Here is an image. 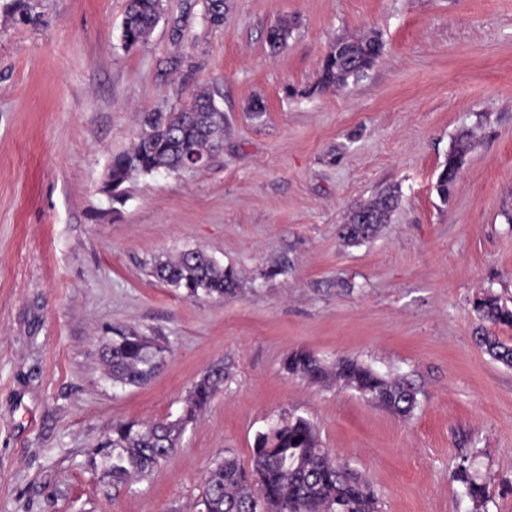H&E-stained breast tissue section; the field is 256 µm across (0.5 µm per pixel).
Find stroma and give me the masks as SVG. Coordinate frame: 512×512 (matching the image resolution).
I'll list each match as a JSON object with an SVG mask.
<instances>
[{"label": "stroma", "instance_id": "1", "mask_svg": "<svg viewBox=\"0 0 512 512\" xmlns=\"http://www.w3.org/2000/svg\"><path fill=\"white\" fill-rule=\"evenodd\" d=\"M202 2L165 0L128 48L126 0H0V512H197L213 463L250 466L256 434L288 415L380 512H471L450 477L465 455L487 512H512V368L479 347L472 312L485 293L512 305V0H227L219 29ZM281 21L294 28L274 51ZM371 31L384 50L366 75L316 89L330 46ZM201 86L224 112L222 149L111 202L110 160L141 114ZM388 188L390 223L346 244L350 209ZM191 249L237 271L235 296L152 276ZM116 327L167 347L149 384L106 376ZM302 348L405 377L413 414L288 374ZM214 366L221 389L151 475L116 487L92 466L115 422L178 418ZM469 150L470 144L468 139L461 137L448 152V158L436 183V189L443 198L448 197V192L455 185L459 170Z\"/></svg>", "mask_w": 512, "mask_h": 512}]
</instances>
